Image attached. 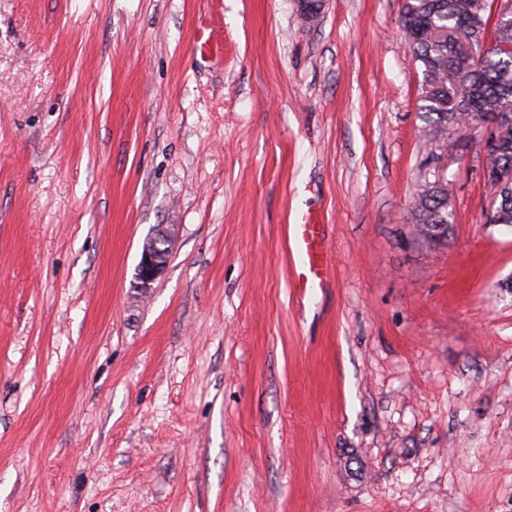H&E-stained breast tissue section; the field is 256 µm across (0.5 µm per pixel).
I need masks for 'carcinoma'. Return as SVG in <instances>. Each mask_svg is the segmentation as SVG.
Masks as SVG:
<instances>
[{"instance_id": "carcinoma-1", "label": "carcinoma", "mask_w": 512, "mask_h": 512, "mask_svg": "<svg viewBox=\"0 0 512 512\" xmlns=\"http://www.w3.org/2000/svg\"><path fill=\"white\" fill-rule=\"evenodd\" d=\"M495 0H406L402 30L422 68L419 110L432 126L446 130L468 119L512 123V15L494 20ZM490 38L509 50L489 59L463 51ZM501 174L488 176L492 205L486 223L512 227V140L497 145ZM448 185L416 200L415 232L426 238L448 235Z\"/></svg>"}]
</instances>
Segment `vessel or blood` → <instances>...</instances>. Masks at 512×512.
<instances>
[{
    "mask_svg": "<svg viewBox=\"0 0 512 512\" xmlns=\"http://www.w3.org/2000/svg\"><path fill=\"white\" fill-rule=\"evenodd\" d=\"M293 248L299 261L292 273L296 288H321L328 281L329 263L316 224H296L292 227Z\"/></svg>",
    "mask_w": 512,
    "mask_h": 512,
    "instance_id": "vessel-or-blood-1",
    "label": "vessel or blood"
}]
</instances>
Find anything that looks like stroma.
I'll list each match as a JSON object with an SVG mask.
<instances>
[{"label":"stroma","mask_w":512,"mask_h":512,"mask_svg":"<svg viewBox=\"0 0 512 512\" xmlns=\"http://www.w3.org/2000/svg\"><path fill=\"white\" fill-rule=\"evenodd\" d=\"M403 4L0 0V512H512V230ZM447 184L435 186L428 193L421 194L415 205L413 214V223L415 232L425 238H441L448 235V229L452 224V214L448 211L446 203L448 202ZM440 232H436L437 229ZM319 230V224L292 227L293 248L299 257L293 267V288H324L328 281L329 263ZM175 241L173 225L159 224L143 244L137 267L140 288L150 285L162 274L172 254Z\"/></svg>","instance_id":"1"}]
</instances>
